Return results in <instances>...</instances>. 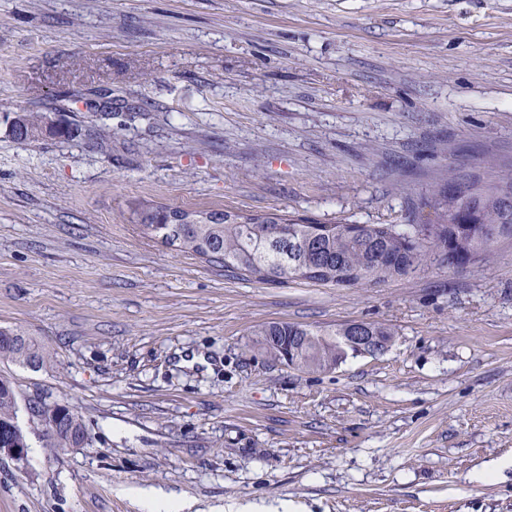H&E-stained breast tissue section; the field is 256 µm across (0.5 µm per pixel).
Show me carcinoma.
<instances>
[{
    "label": "carcinoma",
    "instance_id": "carcinoma-1",
    "mask_svg": "<svg viewBox=\"0 0 512 512\" xmlns=\"http://www.w3.org/2000/svg\"><path fill=\"white\" fill-rule=\"evenodd\" d=\"M36 135L14 136L19 142L45 137L70 138L67 127L44 129L46 118L34 112L23 115ZM433 224L419 239L414 225L398 229L393 224H361L356 233L345 224H321L304 217L253 211L200 210L156 206L139 212V223L177 250L207 262L224 265L243 277L265 284L304 280L336 288L375 286L407 275L428 258L442 264L448 252L465 260V265L488 263L495 241L483 227L497 224L502 236H512V173L499 185L482 191L473 187L460 192L448 177L430 200ZM350 323L334 329H311L288 322H271L256 330L259 350L274 361H284L282 350H297L291 366L300 371H320L336 366L347 347L342 337ZM50 353L31 338L0 328V361L42 366ZM66 428L47 430V447L56 450L85 438L83 417L61 404ZM19 395L13 383L0 377V425H12L18 442L27 444V434L18 422Z\"/></svg>",
    "mask_w": 512,
    "mask_h": 512
}]
</instances>
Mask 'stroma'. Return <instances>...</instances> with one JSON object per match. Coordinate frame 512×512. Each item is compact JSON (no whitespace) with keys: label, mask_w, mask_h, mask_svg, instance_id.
Instances as JSON below:
<instances>
[{"label":"stroma","mask_w":512,"mask_h":512,"mask_svg":"<svg viewBox=\"0 0 512 512\" xmlns=\"http://www.w3.org/2000/svg\"><path fill=\"white\" fill-rule=\"evenodd\" d=\"M22 109L73 137L17 142ZM508 169L512 0H0V327L51 353L0 375L92 435L54 451L20 414L0 512H512V238L484 267L263 284L137 217L401 227L447 173ZM347 321L395 336L320 372L254 336Z\"/></svg>","instance_id":"obj_1"}]
</instances>
